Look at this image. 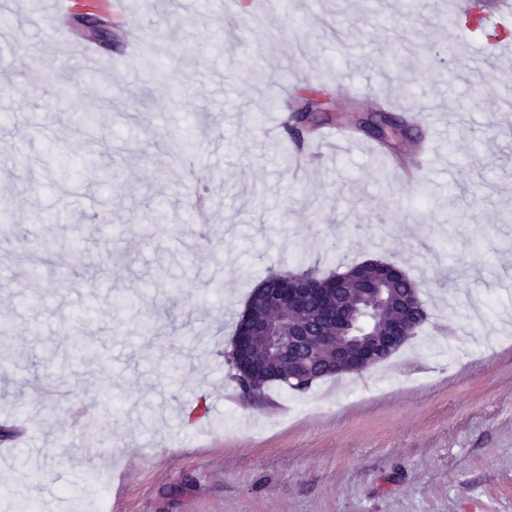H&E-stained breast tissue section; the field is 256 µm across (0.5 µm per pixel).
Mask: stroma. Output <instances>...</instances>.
<instances>
[{
	"label": "stroma",
	"mask_w": 512,
	"mask_h": 512,
	"mask_svg": "<svg viewBox=\"0 0 512 512\" xmlns=\"http://www.w3.org/2000/svg\"><path fill=\"white\" fill-rule=\"evenodd\" d=\"M122 2L89 75L64 16L0 0V512H512V82L484 66L512 15ZM306 82L386 103L428 157L403 170L355 130L295 160L264 130ZM371 259L421 283L422 330L361 373L243 393L255 287ZM19 428L41 454L13 460Z\"/></svg>",
	"instance_id": "35a3bbf8"
}]
</instances>
